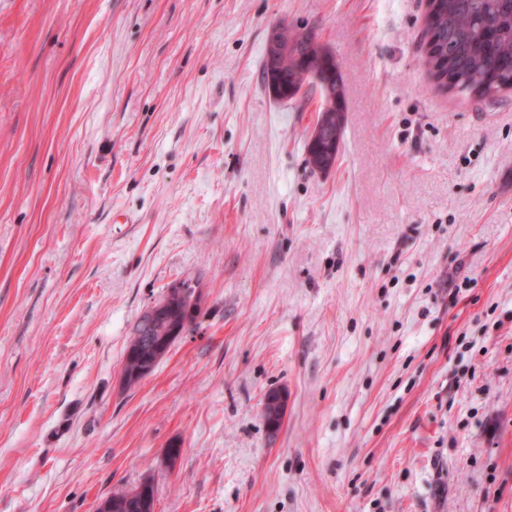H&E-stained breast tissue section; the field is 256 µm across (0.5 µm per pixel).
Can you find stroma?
<instances>
[{
  "instance_id": "1",
  "label": "stroma",
  "mask_w": 512,
  "mask_h": 512,
  "mask_svg": "<svg viewBox=\"0 0 512 512\" xmlns=\"http://www.w3.org/2000/svg\"><path fill=\"white\" fill-rule=\"evenodd\" d=\"M425 8L0 0V512H512V92L436 88ZM281 20L344 82L326 173L319 95L261 82ZM191 281V279H184L169 288L173 289L174 293L178 292V288H187L189 290L187 297L182 296L180 300L175 299L167 306L168 298H166L164 301H159L148 309L151 316H154L157 311L166 306L155 315L151 321V326L147 329V332L143 334V336H153L154 339L151 344L145 343V340L140 336L143 331L142 320L144 319V314L137 322L134 328V335L126 351L130 347H133L137 349L138 354L134 358H128L125 363L127 357L126 353L124 358L125 364H123L124 385L127 388L130 389L139 384L154 371L160 361L158 360L159 352L157 346L161 341L172 338L173 336H176V341L180 336H183L184 332L188 330L189 326L196 320L197 315L201 311L202 295H199L198 303H195L196 309L194 314L187 315L186 308L189 305L188 300L192 299L194 296V288H189ZM197 293L198 291H196L192 302L195 301ZM286 395L279 390H270L266 393L263 403V415L267 426L271 430H279L285 414ZM155 504V486L145 481L133 489L113 492L98 503L96 512H154Z\"/></svg>"
}]
</instances>
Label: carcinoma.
I'll return each mask as SVG.
<instances>
[{
    "mask_svg": "<svg viewBox=\"0 0 512 512\" xmlns=\"http://www.w3.org/2000/svg\"><path fill=\"white\" fill-rule=\"evenodd\" d=\"M427 37L434 38L433 51L425 52L424 62L436 86L449 93L482 100L492 91H512V0H432L426 7ZM282 35L292 42L288 64L263 67L265 88L276 85L282 95L293 99L297 85V70L304 68L315 74L337 68L334 59L311 48L304 36L280 23ZM319 90L332 111L318 116L327 117V128L321 149L307 145V163L315 170L329 172L335 165L346 123L345 91L341 75L329 84L311 83L309 90ZM184 279L171 289H189V295L171 301L151 321L148 329L137 322L129 346L138 354L124 364V385L132 388L149 376L158 364V344L173 336L180 337L194 323L201 311L196 303L194 313L187 314L188 300L194 296ZM286 395L279 390L266 393L263 415L267 426L280 429L285 414ZM156 489L145 481L137 487L114 492L98 503L96 512H154Z\"/></svg>",
    "mask_w": 512,
    "mask_h": 512,
    "instance_id": "carcinoma-1",
    "label": "carcinoma"
}]
</instances>
